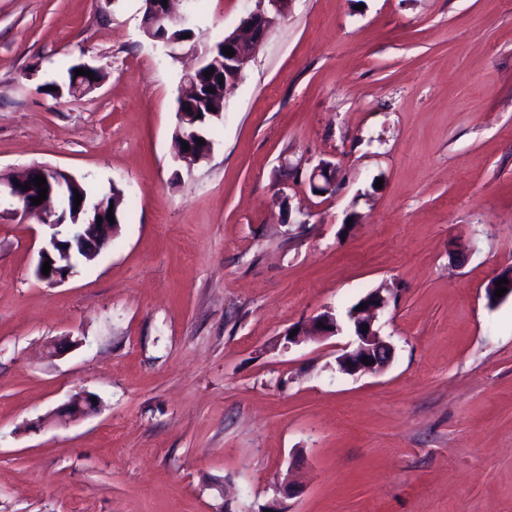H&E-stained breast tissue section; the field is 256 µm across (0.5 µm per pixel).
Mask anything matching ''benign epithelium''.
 Segmentation results:
<instances>
[{
  "label": "benign epithelium",
  "instance_id": "benign-epithelium-1",
  "mask_svg": "<svg viewBox=\"0 0 512 512\" xmlns=\"http://www.w3.org/2000/svg\"><path fill=\"white\" fill-rule=\"evenodd\" d=\"M173 0H150L153 13L148 20L143 22V29L154 32L156 28L166 29V23L172 18L170 4ZM256 7L244 16L234 33L224 40V47L234 50V56L226 59L215 53V48L209 46L199 50L197 44L187 47V52L195 56L196 65L185 72L180 89V97H185L188 90L193 89L197 77L206 71H222L228 61H234L239 67V73H244L252 59L254 50L264 42L268 33L288 14L291 0H255ZM179 125L183 127L182 139L186 144L193 145L192 137L197 135L195 125L198 119L195 113L178 111ZM46 172L47 188L46 199L39 205L32 204V199L39 196V188L28 181L31 170L16 178H5L0 174V196H5L16 205V211L25 216L36 219L43 225L58 228L66 223L67 219L74 220L73 232L60 237V233L51 234L46 244L39 250V259L36 268L38 277L49 284H56L66 280L73 274L80 253L85 251L84 241L88 238L93 241V249L88 252L90 259H95L106 246L112 230L117 224H112L107 218V202L97 201L88 203L81 201L78 210L73 216H68V211L58 212L52 207L54 200L59 199L64 203H70L75 207V201L69 200L70 189L68 182L62 177L63 171L43 168ZM337 183L336 166L330 162H320L311 171L309 184L312 191L320 194L331 193ZM29 190H23V187ZM102 222H97V219ZM50 262L51 270L47 275L42 274V264ZM393 296L391 288H377L362 298L364 309L347 311L346 317L353 335L356 336L355 348L343 353L338 359L340 370L346 374L378 373L384 370L393 357V345L385 340L377 328L375 322L378 313L384 311ZM342 332V325L338 316L330 310H326L313 317L305 326L297 329V333L288 338L290 344H300L309 336L326 338L338 335ZM368 358L369 364L362 363L363 358ZM97 403L92 401V396L76 394L56 412L60 419H78L96 410Z\"/></svg>",
  "mask_w": 512,
  "mask_h": 512
}]
</instances>
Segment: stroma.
Returning <instances> with one entry per match:
<instances>
[{
    "label": "stroma",
    "instance_id": "obj_1",
    "mask_svg": "<svg viewBox=\"0 0 512 512\" xmlns=\"http://www.w3.org/2000/svg\"><path fill=\"white\" fill-rule=\"evenodd\" d=\"M254 7L195 0L199 44ZM142 15L0 0V171L125 194L55 285L50 228L0 203V512H512V297L485 292L512 268V0H292L190 166L192 59ZM80 62L91 92L44 93ZM379 287L381 373L339 371L346 332L286 346ZM80 392L96 412L59 421ZM200 112H185L184 110H178L177 108V114H178V120H179V126L183 127L184 134L181 135L182 139L186 141V144L190 146V149L188 151H185L184 149H179V156L183 159H191V151L193 148V141L192 137L197 135V132L195 130V125L198 122V119L195 118V115ZM337 183L336 166L330 162H319L311 171L309 184L312 191L317 194L322 192L332 193Z\"/></svg>",
    "mask_w": 512,
    "mask_h": 512
}]
</instances>
